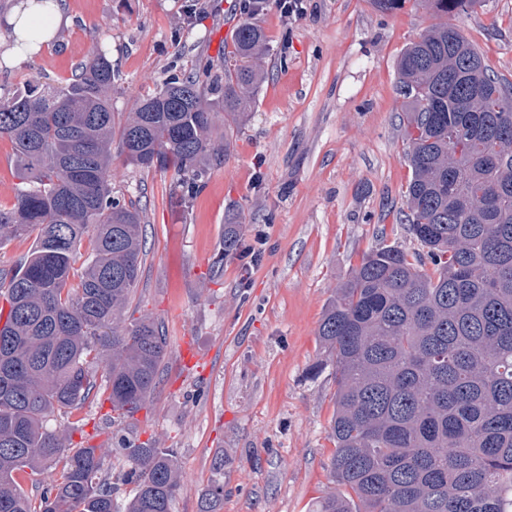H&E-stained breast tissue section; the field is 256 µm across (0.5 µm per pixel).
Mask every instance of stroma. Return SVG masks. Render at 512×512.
<instances>
[{
  "mask_svg": "<svg viewBox=\"0 0 512 512\" xmlns=\"http://www.w3.org/2000/svg\"><path fill=\"white\" fill-rule=\"evenodd\" d=\"M18 2L0 0V89L68 81L101 51L121 75L116 112L131 111L174 70L223 73L246 19L239 0H201L191 15L187 0H64L68 21L54 41L16 60L6 19ZM303 6L286 26L274 8L259 14L266 79L242 118L218 119L213 134L230 139V156L188 208L171 205L170 173L112 162L116 191L146 215L142 274L125 318L162 321L169 341L134 435L178 451L184 478L172 512H199L218 479L221 512H313L331 487L334 452V369L311 372L326 357L324 309L369 251L419 248L400 222L410 170L395 62L443 17L423 0L391 12L373 0ZM453 22L512 81V0H476ZM228 223L243 226L246 242L265 236L245 288L239 260L216 262ZM49 423L71 429L74 446L109 447L105 474L119 482L124 431L108 400L90 398L76 418Z\"/></svg>",
  "mask_w": 512,
  "mask_h": 512,
  "instance_id": "1",
  "label": "stroma"
}]
</instances>
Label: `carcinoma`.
Segmentation results:
<instances>
[{
  "label": "carcinoma",
  "instance_id": "1",
  "mask_svg": "<svg viewBox=\"0 0 512 512\" xmlns=\"http://www.w3.org/2000/svg\"><path fill=\"white\" fill-rule=\"evenodd\" d=\"M427 4L452 17L474 0ZM266 44L259 23H242L224 78L175 72L124 120L110 95L120 74L103 53L63 85L29 80L0 95V135L32 173L0 208V243L38 231L24 264L0 279V512H118L102 475L108 449L73 448L48 425L95 391L134 418L168 352L162 324H125L145 215L112 188V158L172 171L170 199L189 204L230 153L227 137L211 136L213 107L244 114ZM397 80L411 170L404 218L422 251H371L326 307L337 488L316 512H512V83L449 21L406 45ZM241 231L224 225L219 261L237 256ZM87 235L92 252L70 287ZM121 453L122 484L133 485L124 512H171L176 450L128 439ZM27 469L50 475L38 497L19 482ZM223 502L215 482L199 512Z\"/></svg>",
  "mask_w": 512,
  "mask_h": 512
}]
</instances>
